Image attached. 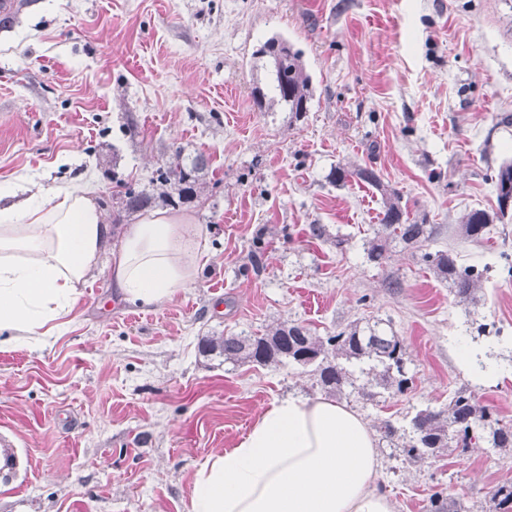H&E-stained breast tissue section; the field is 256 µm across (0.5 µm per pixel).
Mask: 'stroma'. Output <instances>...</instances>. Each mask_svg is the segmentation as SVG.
Wrapping results in <instances>:
<instances>
[{"label": "stroma", "instance_id": "1", "mask_svg": "<svg viewBox=\"0 0 512 512\" xmlns=\"http://www.w3.org/2000/svg\"><path fill=\"white\" fill-rule=\"evenodd\" d=\"M275 34L312 78L298 118L253 101L271 70L255 51ZM199 154L207 167L178 211L204 226L212 258L190 288L143 309L104 260L62 336L0 351V512H188L210 453L270 402L320 396L302 369L200 349L283 322L333 336L379 321L402 338L407 392L339 397L378 436L459 389L512 426V213L488 240L458 232L470 210H496L492 177L512 162V0H30L0 30V189L84 187L114 217L125 184ZM339 166L373 169L436 225L428 251L482 270L474 301L418 250L369 262L383 199L333 183ZM467 344L491 349L493 378L461 364ZM377 445L397 512H430L435 493L499 512L491 495L512 485V448L410 460Z\"/></svg>", "mask_w": 512, "mask_h": 512}]
</instances>
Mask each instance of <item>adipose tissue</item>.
Listing matches in <instances>:
<instances>
[{
  "instance_id": "ef3b65f1",
  "label": "adipose tissue",
  "mask_w": 512,
  "mask_h": 512,
  "mask_svg": "<svg viewBox=\"0 0 512 512\" xmlns=\"http://www.w3.org/2000/svg\"><path fill=\"white\" fill-rule=\"evenodd\" d=\"M22 191L0 203V351L60 335L103 252L114 288L143 307L174 300L210 260L187 216L155 211L117 229L85 189L56 188L48 207L40 183ZM379 475L359 414L333 399L288 397L198 465L189 512H395Z\"/></svg>"
}]
</instances>
